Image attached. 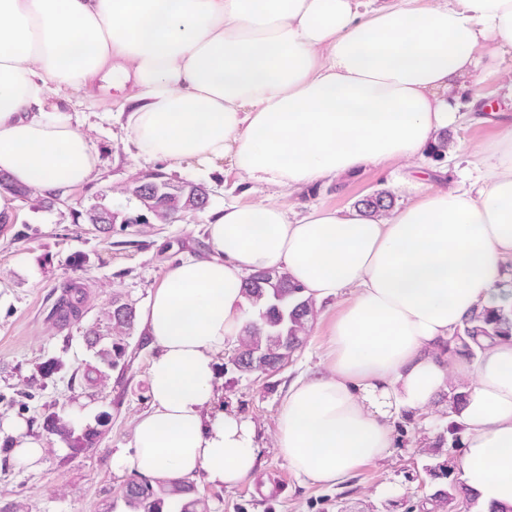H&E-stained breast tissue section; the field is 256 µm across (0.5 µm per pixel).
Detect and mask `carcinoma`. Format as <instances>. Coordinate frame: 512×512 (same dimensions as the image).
<instances>
[{"instance_id": "1", "label": "carcinoma", "mask_w": 512, "mask_h": 512, "mask_svg": "<svg viewBox=\"0 0 512 512\" xmlns=\"http://www.w3.org/2000/svg\"><path fill=\"white\" fill-rule=\"evenodd\" d=\"M141 207L155 223L172 224L186 214L197 213L204 204L208 188L201 183L174 181L160 171L148 172L128 187ZM371 214H380L393 204L386 192H379L358 201ZM139 224L138 216L119 215L108 207H93L85 212L74 211L73 223L91 224L103 234L112 233V225ZM244 293L252 318L237 339L236 355L232 365L242 375H250L245 360L253 355L266 359L270 372L275 374L293 361L295 352L302 347L314 317L313 301L303 295L302 288L291 282L288 275L277 269L259 272L248 278ZM84 292L72 285L57 299L52 316L61 323L77 320L81 316ZM107 333L96 328L86 331L87 346L94 350L96 364L83 372L88 385L107 378V371L119 366L128 347L127 338L135 326L136 312L133 305L118 298L112 300V310ZM512 340V307H479L463 321L449 343L470 357L486 346ZM467 396L463 383H448V390L441 395L440 418L446 420L434 440H419L418 452L427 456L437 455L441 449L452 454L462 447V428L456 420ZM43 428L65 442L67 448H93L100 432L94 427L77 428L71 423L70 414L62 407L48 414ZM123 499L130 512H209L208 504L200 497L193 483L185 480L161 479L133 474L127 481ZM476 496L461 482L448 481L421 500L416 508L420 512H458L461 505L471 506Z\"/></svg>"}]
</instances>
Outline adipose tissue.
I'll return each mask as SVG.
<instances>
[{
    "mask_svg": "<svg viewBox=\"0 0 512 512\" xmlns=\"http://www.w3.org/2000/svg\"><path fill=\"white\" fill-rule=\"evenodd\" d=\"M496 51L512 52V0H0V173L13 185L52 197L93 179L98 156L63 112L105 73L137 157L226 158L274 194L396 163L410 190L381 216L313 206L292 220L274 202L212 213L209 257L172 266L141 310L150 408L113 470L216 487L254 472L252 424L215 406L218 359L248 320L246 277L275 268L337 302L328 371L294 381L278 418L296 477L333 486L384 458L395 415L436 408L456 378L461 480L512 506V342L474 357L448 345L512 279V129L474 151L475 190L416 176ZM0 428L21 465L42 463L24 421Z\"/></svg>",
    "mask_w": 512,
    "mask_h": 512,
    "instance_id": "ef3b65f1",
    "label": "adipose tissue"
}]
</instances>
